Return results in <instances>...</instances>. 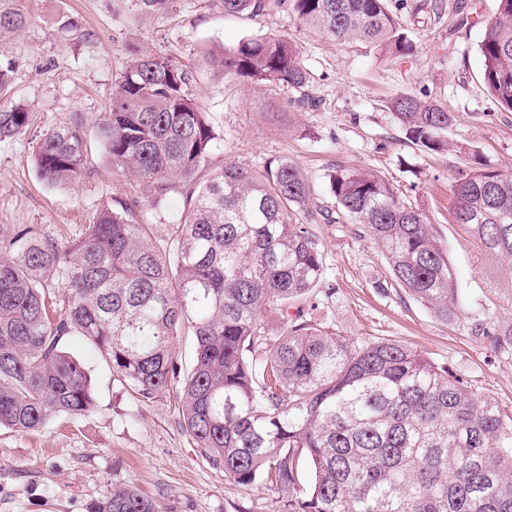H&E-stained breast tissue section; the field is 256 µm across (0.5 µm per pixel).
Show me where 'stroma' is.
<instances>
[{"mask_svg":"<svg viewBox=\"0 0 512 512\" xmlns=\"http://www.w3.org/2000/svg\"><path fill=\"white\" fill-rule=\"evenodd\" d=\"M18 6L28 24L0 41V64L11 68L0 110L24 106L34 124L0 141V231L35 224L64 244L81 235L98 207L133 195L135 182L113 178L99 145L91 147L92 175L71 187L39 178L33 146L43 130L76 118L95 128L130 44L171 54L193 72L197 101L218 135L210 166L233 160L256 168L266 158L288 157L311 176L317 207L333 202L328 175L337 164L375 171L426 209L447 246L463 298L458 325L440 323L402 296L381 248L357 236L353 225H313L326 262L307 300L313 323L358 342L406 344L464 374L512 413V356L494 354L465 328L491 309L512 320V300L491 296L500 261L481 255L451 219L450 184L461 159L413 146L390 106L400 95L438 105L454 118L450 142L512 173V112L485 88L478 52L497 0H388L414 45L405 59L300 28L286 6L254 17L225 15L211 0H175L161 15L142 14L137 0H18ZM272 34L295 40L316 106L299 105L283 88L226 80L212 68L211 51ZM68 347L92 371L96 407L83 417L54 419L33 435L0 429V512H91L127 486L161 512H283L266 483L236 486L199 453L178 423L173 398L138 400L89 343L74 337Z\"/></svg>","mask_w":512,"mask_h":512,"instance_id":"obj_1","label":"stroma"}]
</instances>
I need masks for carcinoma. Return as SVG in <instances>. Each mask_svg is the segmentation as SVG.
Masks as SVG:
<instances>
[{"instance_id":"cac0c4a2","label":"carcinoma","mask_w":512,"mask_h":512,"mask_svg":"<svg viewBox=\"0 0 512 512\" xmlns=\"http://www.w3.org/2000/svg\"><path fill=\"white\" fill-rule=\"evenodd\" d=\"M224 14L258 16L281 0H211ZM164 13L173 0H138ZM294 19L336 42H365L398 58L413 43L385 0H289ZM26 16L0 0V36ZM482 82L512 112V0H498L478 45ZM229 80L274 83L312 104L311 76L286 36L245 38L210 56ZM192 73L163 52L131 48L96 137L116 177L142 198L102 206L67 246L18 224L0 234V428L42 431L56 417L95 408L92 376L65 349L91 343L141 401L176 396L179 425L233 484L264 481L285 512H512V416L471 380L392 340L354 342L301 313L268 336L266 314L310 296L325 273L307 224H353L382 248L392 281L441 322L459 323L448 251L429 215L380 175L353 165L328 174L334 207L308 210L311 177L284 156L259 169L234 161L208 169L217 135L191 87ZM391 106L408 141L441 154L453 118L400 96ZM32 113L0 110V139L26 133ZM78 120L43 132L36 171L61 186L92 174ZM452 218L482 253L512 257V177L459 146ZM181 204L168 253L131 220L145 200ZM490 349L512 354V321L469 324ZM193 337L190 375L175 342ZM312 480L301 481L302 468ZM91 512H158L132 487Z\"/></svg>"}]
</instances>
